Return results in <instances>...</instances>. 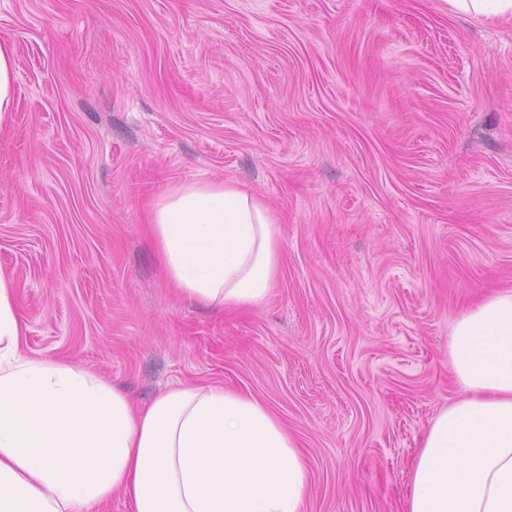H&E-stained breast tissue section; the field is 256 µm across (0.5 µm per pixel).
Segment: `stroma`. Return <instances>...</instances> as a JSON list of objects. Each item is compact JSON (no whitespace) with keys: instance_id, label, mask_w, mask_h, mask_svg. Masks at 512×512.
Listing matches in <instances>:
<instances>
[{"instance_id":"obj_1","label":"stroma","mask_w":512,"mask_h":512,"mask_svg":"<svg viewBox=\"0 0 512 512\" xmlns=\"http://www.w3.org/2000/svg\"><path fill=\"white\" fill-rule=\"evenodd\" d=\"M0 268L27 353L263 400L311 472L306 512H402L448 340L512 289V19L445 0H0ZM254 193L268 301L221 313L163 278L151 200ZM15 66L13 50L0 44V126L11 115Z\"/></svg>"}]
</instances>
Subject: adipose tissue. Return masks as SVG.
Here are the masks:
<instances>
[{"mask_svg":"<svg viewBox=\"0 0 512 512\" xmlns=\"http://www.w3.org/2000/svg\"><path fill=\"white\" fill-rule=\"evenodd\" d=\"M167 281L212 309L254 307L277 273L278 228L231 182H182L153 202ZM0 268V512H306L295 438L253 394L181 384L136 406L97 371L36 359ZM449 367L465 392L423 433L404 512H512V289L464 310Z\"/></svg>","mask_w":512,"mask_h":512,"instance_id":"obj_1","label":"adipose tissue"}]
</instances>
